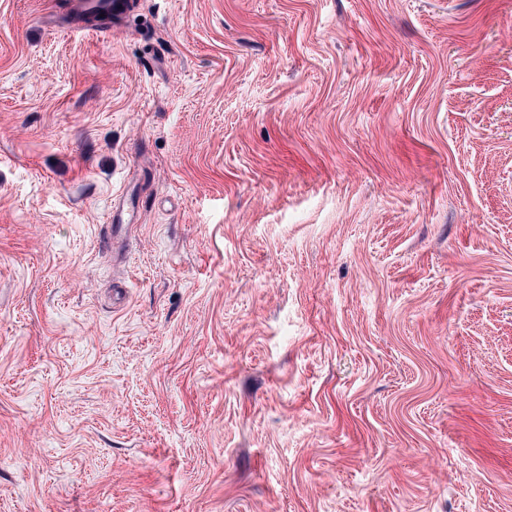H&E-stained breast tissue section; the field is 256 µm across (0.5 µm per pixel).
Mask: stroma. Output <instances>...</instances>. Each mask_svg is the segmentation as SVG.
<instances>
[{"mask_svg": "<svg viewBox=\"0 0 512 512\" xmlns=\"http://www.w3.org/2000/svg\"><path fill=\"white\" fill-rule=\"evenodd\" d=\"M71 9L0 0V512H512V0ZM129 8V3L125 1L112 0H79L77 2V10L70 17V20L61 26L59 30L61 32L72 34V33H90L95 32L97 29L89 25V22L85 21L86 16H96L99 10H105L109 16L112 27V20H119L125 14Z\"/></svg>", "mask_w": 512, "mask_h": 512, "instance_id": "obj_1", "label": "stroma"}]
</instances>
